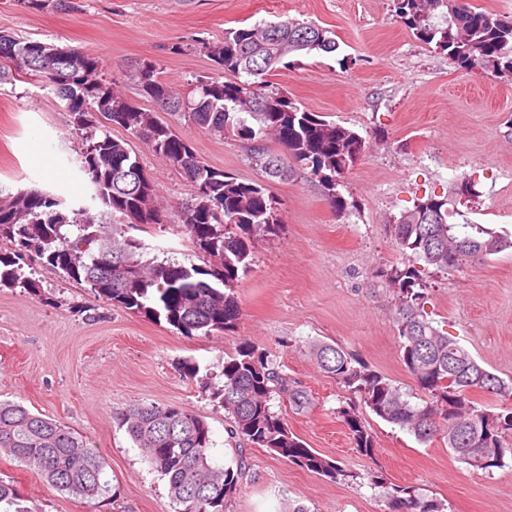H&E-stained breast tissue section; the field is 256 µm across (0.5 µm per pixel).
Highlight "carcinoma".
<instances>
[{
	"mask_svg": "<svg viewBox=\"0 0 512 512\" xmlns=\"http://www.w3.org/2000/svg\"><path fill=\"white\" fill-rule=\"evenodd\" d=\"M395 13L423 43L446 52L455 64L512 73V16H494L456 0H394ZM8 55L0 56V82L23 73L53 91L74 115L77 130L87 131L81 168L95 198L112 212V231L89 223L81 209L39 188L0 198V233L18 245L0 253V288L37 284L25 277L21 262L49 267L83 281L110 304L161 318L190 336L235 328L239 306L234 288L252 259L254 235H274L280 224L276 201L264 185L239 182L199 160L156 114L134 106L99 79L97 57L40 44L61 54L50 67L28 64L30 41L0 35ZM218 72L195 82L179 98L159 77L154 62L138 64L139 92L164 112H185L208 133H231L249 142V159L270 178L286 179L295 169L307 171L337 211L348 202L339 190L344 173L357 161L365 141L355 131L326 121L296 104L268 80L293 53H333L332 32L294 20L228 29L224 40L203 44ZM106 117L147 144L170 166L181 170L195 197L168 214L154 205L155 184L131 157L128 144L91 133L93 113ZM275 137L280 150L267 145ZM460 215L448 200L429 197L390 220L397 250L438 272L460 270L512 249V236L482 224L456 223ZM178 224L188 238L214 260L207 269L143 259L144 245L128 237L126 226ZM133 264L135 276L119 267ZM378 275L393 286L394 324L400 360L421 393L419 401L355 354L327 342L311 345L321 370L336 379L348 397L336 408L356 450L370 455L374 440L360 408L412 434L421 443L439 439L468 468L486 474L512 468V379L483 367L458 342L433 325L424 310L421 270L413 264ZM223 383L213 395L224 406L229 437L238 444L267 448L277 456L333 482L354 478L336 461L306 446L281 412L272 410L273 395L288 398L290 409L311 403L308 394L289 386L266 353L249 343L224 360ZM482 392L499 402L491 411L471 398ZM118 424L142 448L150 466L169 485L175 512H226L249 470L243 449L234 463H212L211 430L201 417L175 406L139 403L116 414ZM36 469L56 491L93 502L110 497L105 463L99 451L60 422L35 414L23 404L0 401V451ZM383 512H446L448 506L414 486L389 484ZM4 512H29L13 485L0 480Z\"/></svg>",
	"mask_w": 512,
	"mask_h": 512,
	"instance_id": "1",
	"label": "carcinoma"
}]
</instances>
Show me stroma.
<instances>
[{
	"label": "stroma",
	"instance_id": "stroma-1",
	"mask_svg": "<svg viewBox=\"0 0 512 512\" xmlns=\"http://www.w3.org/2000/svg\"><path fill=\"white\" fill-rule=\"evenodd\" d=\"M73 8L34 9L0 0V34L99 57L107 86L156 111L187 140L200 160L242 182L264 183L278 202L279 236H256L253 261L235 288V329L186 336L166 323L111 305L86 283L35 266L37 290L0 288V400L78 432L106 461L113 498L91 503L50 488L33 469L0 452V480L14 486L31 512H175L168 482L146 461L115 416L146 402L179 405L209 425L212 462L232 464L237 445L224 409L211 390L182 372L185 362L216 379L241 343L255 345L313 399L308 411L285 412L291 430L354 474L331 482L265 448L247 449L249 473L228 512H286L302 503L310 512H382L383 493L370 482L413 485L446 501L447 512H512V468L485 475L453 458L442 442L427 444L364 412L375 440L371 455L357 452L336 407L346 392L310 354L318 341L339 345L403 390L415 383L399 359L392 287L378 268L404 266L389 220L418 200L454 196L457 184L473 193L458 208L469 222L512 233V74L468 70L435 46L419 41L394 12L393 0H73ZM331 30L339 48L280 65L271 80L289 98L324 119L358 132L362 155L343 176L349 202L339 212L319 184L301 170L268 179L247 157L244 141L217 137L181 114L157 111L140 97L133 74L155 62L176 94L213 75L204 43L229 28L284 19ZM97 134L127 142L155 183L161 207L190 201L193 188L129 131L97 120ZM85 139L54 92L24 74L0 83V196L36 187L67 207L85 208L93 224L112 215L92 198L81 169ZM145 259H172L208 268V256L177 224L136 231ZM425 310L489 371L512 378V250L440 273L426 269ZM94 308L87 319L85 308Z\"/></svg>",
	"mask_w": 512,
	"mask_h": 512
}]
</instances>
